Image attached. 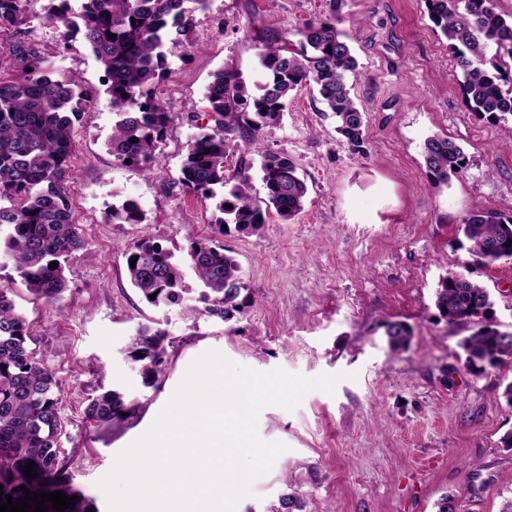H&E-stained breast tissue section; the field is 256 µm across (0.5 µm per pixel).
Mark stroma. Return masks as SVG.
I'll return each instance as SVG.
<instances>
[{
  "instance_id": "1",
  "label": "stroma",
  "mask_w": 512,
  "mask_h": 512,
  "mask_svg": "<svg viewBox=\"0 0 512 512\" xmlns=\"http://www.w3.org/2000/svg\"><path fill=\"white\" fill-rule=\"evenodd\" d=\"M35 0L18 33H0V78L16 68L14 38L45 56L53 77H80L94 99L74 128L67 192L84 247L69 262L68 288L49 303L28 292L12 266L0 268L17 310L30 324L36 360L61 382L67 421L61 463L72 485L108 512L98 481L116 455L144 434L190 364L215 350L268 372L338 376L334 394L314 390L291 410L264 408L258 433L287 450L251 485L236 512H271L284 494L298 512H504L512 503V404L503 391L512 365L474 373L460 346L467 327H451L435 306L440 278L464 274L489 289L491 320L512 331V264L467 266L458 226L483 208L512 216V135L506 123L470 111L448 42L425 0H211L195 13L185 55L172 57L155 97L172 116L157 153V174L127 166L107 142L116 115L102 66L81 39L40 18ZM335 16L350 37L358 69L349 83L366 115L365 151H353L313 87L294 91L280 123L247 149L253 193L263 196L260 152L288 157L308 196L290 221L270 215L259 232L227 228L223 243L240 265L243 312L208 317L201 285L186 271L175 305L155 307L129 282L126 253L151 237L186 256L192 239L212 236L216 203L179 182L184 155L211 126L204 94L215 71L239 72L247 90L263 79V43L298 45L304 24ZM448 137L465 170L434 186L423 160L431 136ZM140 198L142 224L106 221L113 204ZM405 323L408 344L392 349L387 323ZM168 334L157 383H141L127 345L143 324ZM136 404L113 425L86 419L87 401L107 389Z\"/></svg>"
}]
</instances>
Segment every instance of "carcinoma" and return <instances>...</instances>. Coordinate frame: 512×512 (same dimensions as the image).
Here are the masks:
<instances>
[{"label": "carcinoma", "mask_w": 512, "mask_h": 512, "mask_svg": "<svg viewBox=\"0 0 512 512\" xmlns=\"http://www.w3.org/2000/svg\"><path fill=\"white\" fill-rule=\"evenodd\" d=\"M70 0H44L43 20L63 25L67 35L81 36L106 74V91L119 117L108 145L118 158L141 172H153L156 150L172 118L148 88L166 77L168 57L193 47L192 17L205 11L210 0H81L72 19ZM430 21L448 40L461 87L472 111L501 118L512 116V18L496 10V0H425ZM33 0H0V32L18 29ZM116 38H110V35ZM298 49L283 42L266 44L261 53L266 79L248 93L241 76L220 69L209 83L205 100L214 126L199 133L184 156L181 185L206 200H217L219 235L232 224L240 232H258L270 213L294 219L304 210L308 186L285 156L263 155L261 180L265 197L253 196L252 165L241 156L232 177L224 174V160L238 142L257 144L262 128L279 123L290 92L312 85L320 101L336 117L338 132L355 151L365 144V114L356 105L348 84L358 63L348 36L333 22L318 20L299 31ZM496 46L488 55L490 45ZM20 68L16 80L0 82V226L10 232L0 243L27 289L37 298L60 299L66 289L68 261L84 246L72 223L67 196L73 131L81 120L91 92L74 77L54 79L40 51L25 41L9 46ZM138 142L133 143L131 139ZM424 163L432 184L448 183L463 170L466 156L446 137H429L423 145ZM110 216L125 224L146 221L142 209L120 202ZM470 260L485 266L512 263V217L491 209H477L462 219ZM189 265L202 290L204 312L223 322L242 313L240 265L214 238L191 243ZM127 268L134 288L154 306L175 304L184 292V269L173 251L144 238L134 244ZM58 267H53L51 262ZM156 294L151 300L149 295ZM436 308L450 326L477 324L493 306L483 285L453 275L440 279ZM394 349L404 347L410 331L402 322L387 324ZM511 339L491 328L475 330L467 340L465 366L474 372L497 367L512 358ZM168 335L160 327L142 326L130 341V357L140 363L145 385L163 373ZM29 325L15 307L9 290L0 287V491L25 499L24 486L35 493L76 491L60 477V385L41 367L30 348ZM135 405L123 393L105 390L88 400L85 417L102 423H122ZM33 461L36 476L23 474Z\"/></svg>", "instance_id": "carcinoma-1"}]
</instances>
